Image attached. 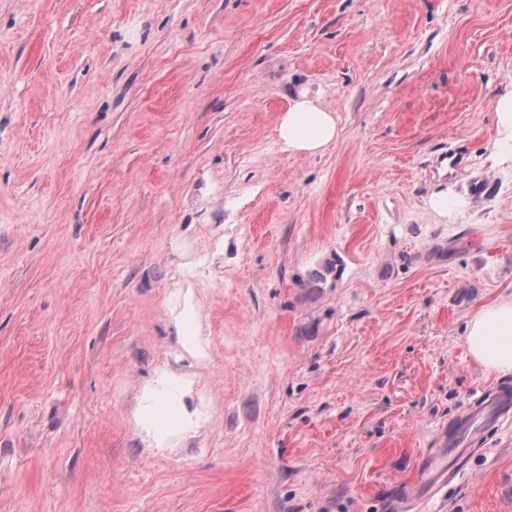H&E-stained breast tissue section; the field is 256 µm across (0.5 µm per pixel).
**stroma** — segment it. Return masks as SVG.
<instances>
[{"label": "stroma", "mask_w": 512, "mask_h": 512, "mask_svg": "<svg viewBox=\"0 0 512 512\" xmlns=\"http://www.w3.org/2000/svg\"><path fill=\"white\" fill-rule=\"evenodd\" d=\"M511 87L512 0H0V512H399L512 386L462 336L512 293ZM303 91L315 155L276 133ZM473 446L419 512H512V420ZM497 129L504 136V142H511L512 159V90L499 95L495 102ZM277 135L284 151L311 155L321 153L339 135L336 115L302 92L279 116ZM179 292V304L173 308V324L183 347L191 354L205 359L204 344L199 338V309L192 292L193 285L186 282ZM512 417V388L489 393L475 408L463 414L448 427L443 436L442 451L427 455L418 468L406 500L414 502L428 496L443 484L448 472L460 463L474 448H467L471 435L478 428L497 424ZM157 405L162 408V416L156 412L146 420V427L152 431L153 436L157 443H164L172 434V430L178 427L182 421L186 419L184 412L167 407L168 402L171 400L170 396L164 397L158 391Z\"/></svg>", "instance_id": "obj_1"}]
</instances>
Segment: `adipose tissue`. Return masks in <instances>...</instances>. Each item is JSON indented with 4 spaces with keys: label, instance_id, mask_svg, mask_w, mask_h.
I'll return each instance as SVG.
<instances>
[{
    "label": "adipose tissue",
    "instance_id": "1",
    "mask_svg": "<svg viewBox=\"0 0 512 512\" xmlns=\"http://www.w3.org/2000/svg\"><path fill=\"white\" fill-rule=\"evenodd\" d=\"M277 135L285 151L320 153L339 135L336 115L308 94H299L280 115ZM174 312L173 324L183 347L196 357H204L198 334L199 309L191 284L183 285ZM464 336L472 358L486 372L512 374V294L482 305L466 322Z\"/></svg>",
    "mask_w": 512,
    "mask_h": 512
}]
</instances>
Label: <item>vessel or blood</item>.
<instances>
[{"instance_id":"obj_1","label":"vessel or blood","mask_w":512,"mask_h":512,"mask_svg":"<svg viewBox=\"0 0 512 512\" xmlns=\"http://www.w3.org/2000/svg\"><path fill=\"white\" fill-rule=\"evenodd\" d=\"M510 418L512 389L507 388L489 393L477 407L459 417L444 435L442 451L427 455L422 460L407 495L408 501L428 496L446 481L449 471L468 455V444L475 430Z\"/></svg>"}]
</instances>
